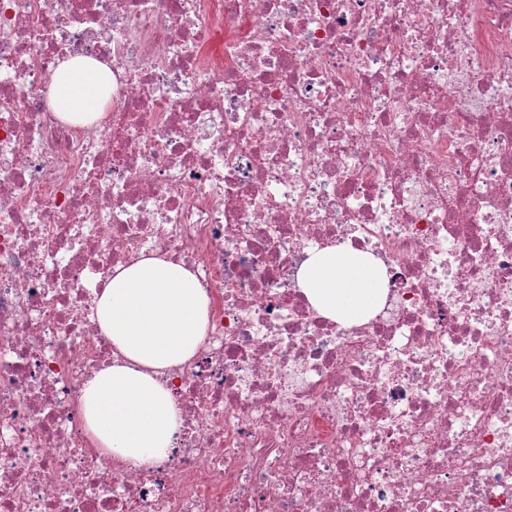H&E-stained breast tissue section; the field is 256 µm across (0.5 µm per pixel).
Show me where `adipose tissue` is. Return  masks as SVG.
Segmentation results:
<instances>
[{
	"instance_id": "obj_1",
	"label": "adipose tissue",
	"mask_w": 512,
	"mask_h": 512,
	"mask_svg": "<svg viewBox=\"0 0 512 512\" xmlns=\"http://www.w3.org/2000/svg\"><path fill=\"white\" fill-rule=\"evenodd\" d=\"M102 79L98 62L68 60L51 78L49 103L72 123L103 119ZM384 279L378 261L351 248L311 252L298 273L312 306L346 322L379 306ZM94 311L119 356L85 383L86 433L99 453L134 467L150 465L167 455L178 428L177 410L160 375L196 354L208 321L207 296L188 269L149 258L116 268Z\"/></svg>"
}]
</instances>
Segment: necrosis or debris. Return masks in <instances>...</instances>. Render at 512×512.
<instances>
[{"mask_svg":"<svg viewBox=\"0 0 512 512\" xmlns=\"http://www.w3.org/2000/svg\"><path fill=\"white\" fill-rule=\"evenodd\" d=\"M71 58L104 120L50 108ZM334 246L365 321L298 286ZM150 257L209 315L136 469L81 399ZM0 512H512V0H0ZM385 272L371 256L351 248L313 251L298 273L312 306L331 319L351 322L381 303Z\"/></svg>","mask_w":512,"mask_h":512,"instance_id":"4bbe7bcc","label":"necrosis or debris"}]
</instances>
